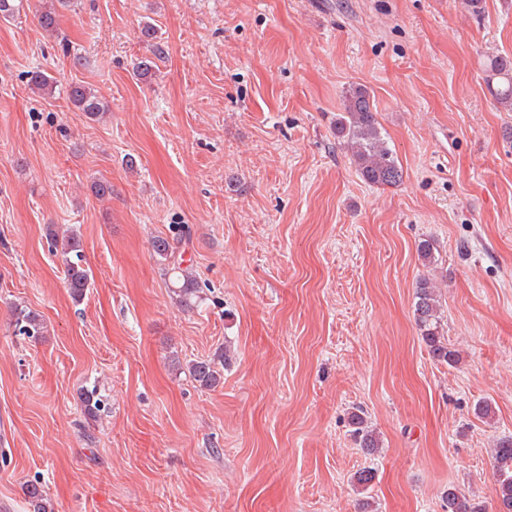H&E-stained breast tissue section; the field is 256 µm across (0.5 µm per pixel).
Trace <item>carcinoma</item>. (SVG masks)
I'll list each match as a JSON object with an SVG mask.
<instances>
[{
  "mask_svg": "<svg viewBox=\"0 0 512 512\" xmlns=\"http://www.w3.org/2000/svg\"><path fill=\"white\" fill-rule=\"evenodd\" d=\"M58 5H47L37 14L39 26L50 34L58 31L60 13L57 6H66V0H57ZM488 70L499 78L495 89L498 102L512 110V57L495 55L489 59ZM33 88L42 95H52L57 81L54 77L37 73L32 78ZM67 99L91 120L101 119L107 113L106 106L97 91L80 83L66 88ZM336 136L351 154V160L360 176L377 186H396L403 179V170L381 133L377 110L368 89L353 85L345 91L344 113L336 121ZM172 239L159 238L154 241V252L164 264L169 288L173 299L184 309H192L204 300L196 276L188 267L182 266L183 259L179 246L189 235L183 224L172 227ZM47 238L55 254L61 256L64 266L65 283L71 298L79 303L91 287L89 269L83 265L81 238L71 230L61 233L54 226L46 227ZM413 314L420 336L429 353L440 362L451 365L457 360V353L445 339L441 325V301L433 281L421 278L415 290ZM12 322L15 331L23 336L39 340L48 333V326L41 315L25 305L12 304ZM229 347L216 352L207 360L182 363L176 351L168 359L172 367L188 376L205 390L217 388L224 380V367L229 365ZM80 406L88 420H96L103 409V401L94 389L79 391ZM351 435L367 454L379 449L377 432L368 424L364 413L351 414ZM491 457L498 481L496 512H512V436L498 439L492 448ZM23 493L32 512H52V504L43 488L38 484H27ZM444 512H485V508L464 491L450 487L442 495Z\"/></svg>",
  "mask_w": 512,
  "mask_h": 512,
  "instance_id": "cac0c4a2",
  "label": "carcinoma"
}]
</instances>
